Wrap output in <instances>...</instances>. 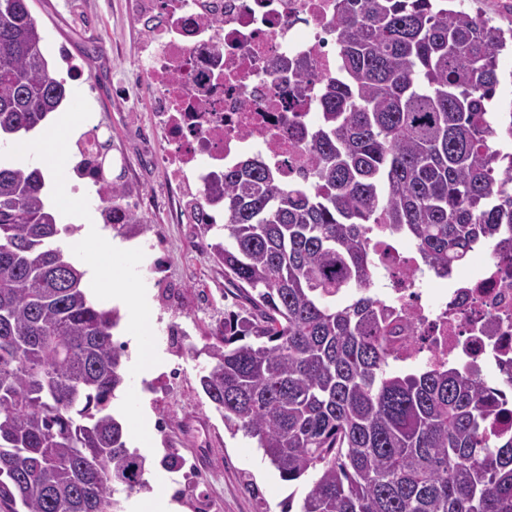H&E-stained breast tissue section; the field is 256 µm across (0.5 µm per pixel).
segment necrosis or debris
<instances>
[{"instance_id": "necrosis-or-debris-1", "label": "necrosis or debris", "mask_w": 512, "mask_h": 512, "mask_svg": "<svg viewBox=\"0 0 512 512\" xmlns=\"http://www.w3.org/2000/svg\"><path fill=\"white\" fill-rule=\"evenodd\" d=\"M136 22L148 42L138 69L165 135L160 161L191 193L187 223H223L209 186L243 158L261 157L286 182L309 176L319 78L336 73V0H144ZM302 63L314 77L300 79ZM370 246L386 282L377 298L416 326L415 339L393 338L397 363L492 372L512 400V262L477 247L465 271L432 294L418 252L380 231Z\"/></svg>"}]
</instances>
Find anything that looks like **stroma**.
<instances>
[{
  "mask_svg": "<svg viewBox=\"0 0 512 512\" xmlns=\"http://www.w3.org/2000/svg\"><path fill=\"white\" fill-rule=\"evenodd\" d=\"M138 0H29L44 35L50 65L63 70L59 48L85 69L81 81H67L68 92H81L101 134L112 139V156L123 159L122 174L148 231L135 247L157 241L160 276L140 263L150 293L151 326L160 364L126 379L116 409L120 417L138 412L148 418L149 438L127 432L129 447L149 463L159 490L171 494L182 512L196 499L211 498L217 512H257L267 503L281 512L294 483L283 481L264 461L253 441L231 436L202 392L198 351L206 336L233 310L224 294V269L207 253V243L192 224L182 223L172 171L158 161L163 139L153 116L150 89L137 62L145 53V33L134 15ZM260 489L249 494L245 475Z\"/></svg>",
  "mask_w": 512,
  "mask_h": 512,
  "instance_id": "1",
  "label": "stroma"
}]
</instances>
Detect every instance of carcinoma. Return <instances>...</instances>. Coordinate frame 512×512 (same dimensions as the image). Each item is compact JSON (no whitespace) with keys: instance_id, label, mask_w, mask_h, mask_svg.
<instances>
[{"instance_id":"1","label":"carcinoma","mask_w":512,"mask_h":512,"mask_svg":"<svg viewBox=\"0 0 512 512\" xmlns=\"http://www.w3.org/2000/svg\"><path fill=\"white\" fill-rule=\"evenodd\" d=\"M336 67L320 86L310 179L247 157L216 178L212 259L246 304L224 314L199 382L254 441L299 512H512V437L475 372L395 374V334L371 292L376 224L448 277L478 244L512 259V112L489 111L509 32L450 0H337ZM67 97L28 0H0V141ZM106 204L128 196L105 171ZM38 167L0 161V512H119L147 485L110 404L125 382L120 316L90 302ZM118 227H146L136 211Z\"/></svg>"}]
</instances>
